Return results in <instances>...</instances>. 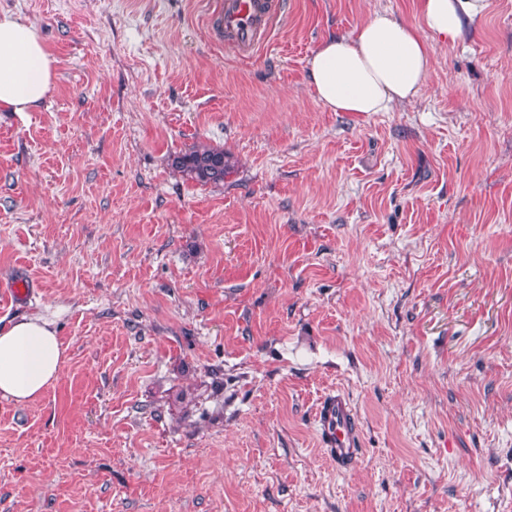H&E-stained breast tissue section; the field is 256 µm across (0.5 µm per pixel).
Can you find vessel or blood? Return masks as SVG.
Masks as SVG:
<instances>
[{
    "mask_svg": "<svg viewBox=\"0 0 512 512\" xmlns=\"http://www.w3.org/2000/svg\"><path fill=\"white\" fill-rule=\"evenodd\" d=\"M279 8L278 0H222L218 21L227 41L244 57L265 39ZM317 431L325 454L337 469H345L360 444L357 415L341 393L326 395L316 412Z\"/></svg>",
    "mask_w": 512,
    "mask_h": 512,
    "instance_id": "1",
    "label": "vessel or blood"
}]
</instances>
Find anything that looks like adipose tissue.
<instances>
[{"mask_svg": "<svg viewBox=\"0 0 512 512\" xmlns=\"http://www.w3.org/2000/svg\"><path fill=\"white\" fill-rule=\"evenodd\" d=\"M487 6V0H417L414 22L378 11L353 36L328 37L308 59L317 100L334 112L365 113L416 97L428 82L427 35L465 40ZM54 63L32 25L0 11V108H36L51 88ZM65 357L53 319L11 323L0 330V397L17 404L39 398L59 379Z\"/></svg>", "mask_w": 512, "mask_h": 512, "instance_id": "1", "label": "adipose tissue"}]
</instances>
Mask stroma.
Wrapping results in <instances>:
<instances>
[{"label": "stroma", "instance_id": "obj_1", "mask_svg": "<svg viewBox=\"0 0 512 512\" xmlns=\"http://www.w3.org/2000/svg\"><path fill=\"white\" fill-rule=\"evenodd\" d=\"M281 2L245 59L218 0H0L56 61L0 111V327L47 315L68 352L0 397V512H512V0L367 113L307 60L416 0ZM194 147L223 183L172 167ZM172 166L202 184H220L231 165L223 150L193 148L173 157ZM318 437L325 454L345 469L354 459L360 444L357 415L342 393L326 395L316 412Z\"/></svg>", "mask_w": 512, "mask_h": 512}]
</instances>
